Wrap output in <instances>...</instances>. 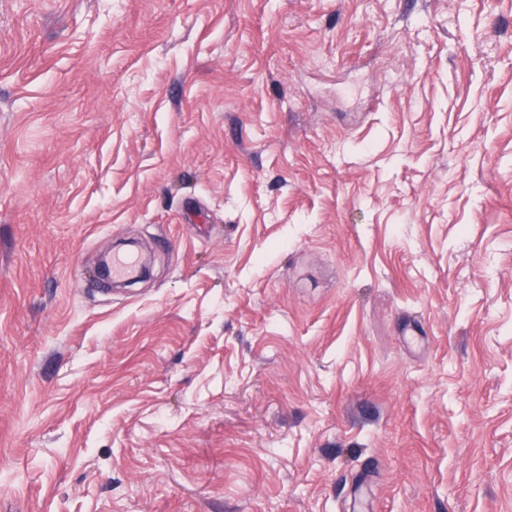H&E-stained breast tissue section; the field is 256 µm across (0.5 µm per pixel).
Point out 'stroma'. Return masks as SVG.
I'll return each instance as SVG.
<instances>
[{
    "instance_id": "35a3bbf8",
    "label": "stroma",
    "mask_w": 512,
    "mask_h": 512,
    "mask_svg": "<svg viewBox=\"0 0 512 512\" xmlns=\"http://www.w3.org/2000/svg\"><path fill=\"white\" fill-rule=\"evenodd\" d=\"M0 512H512V0H0ZM113 279H132L140 270V258L133 252L113 254L110 262Z\"/></svg>"
}]
</instances>
